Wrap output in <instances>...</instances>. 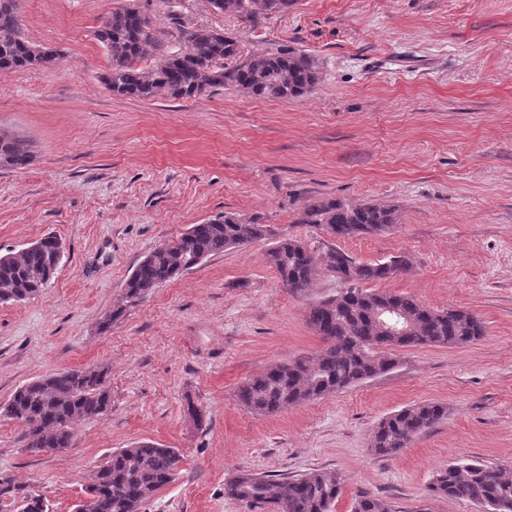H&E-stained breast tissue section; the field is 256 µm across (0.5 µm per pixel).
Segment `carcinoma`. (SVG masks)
Returning <instances> with one entry per match:
<instances>
[{
    "label": "carcinoma",
    "instance_id": "1",
    "mask_svg": "<svg viewBox=\"0 0 512 512\" xmlns=\"http://www.w3.org/2000/svg\"><path fill=\"white\" fill-rule=\"evenodd\" d=\"M227 13H281L294 0H208ZM106 47L111 68L102 81L112 93L151 101L155 98H191L234 87L255 98L291 99L309 92L318 82L313 58L291 49H278L245 59L239 43L219 31L193 28L184 32L190 44L186 53L171 52L151 70L136 63L157 50L159 37L150 19L134 5L121 6L105 18L96 33ZM57 51L38 47L22 34L17 0H0V70L50 68ZM31 155L20 140L0 134V169L27 166ZM301 224H320L340 239L374 235L396 223L395 209L366 201L347 204L336 200H311L299 218ZM268 228L255 220L226 214L191 225L177 240L146 256L125 283L126 307H133L156 288L187 272L227 248L266 238ZM268 265L282 282L296 291L306 288L323 266L346 285L340 295L310 306L307 320L327 346L316 356L270 367L245 382L238 398L258 414H272L289 404L344 391L388 372L395 361L379 346H459L481 338L485 326L469 311H437L404 294L369 292L360 285L387 278L381 263H361L339 249L317 254L303 242L289 238L266 252ZM60 268L54 262L51 241L38 250L0 255V298L20 301L38 295ZM391 306L402 312L411 328L406 336L385 337L375 321L376 311ZM106 371L67 369L33 380L17 389L3 408L4 416L24 429L27 447L63 452L72 446L70 425L77 417L105 414L111 395L104 387ZM439 403H420L398 411L376 427L371 448L392 456L417 436L447 416ZM179 454L152 442L119 448L104 458L85 489V512H141L161 488L177 475ZM343 481L334 471L314 470L297 478L272 479L244 473L224 485V495L260 512H331L342 492ZM439 498L468 500L497 512H512V475L504 468L482 463L450 465L440 470L431 486ZM21 498L22 512H48L45 499L0 475V500ZM354 512H392L387 501L364 492Z\"/></svg>",
    "mask_w": 512,
    "mask_h": 512
}]
</instances>
